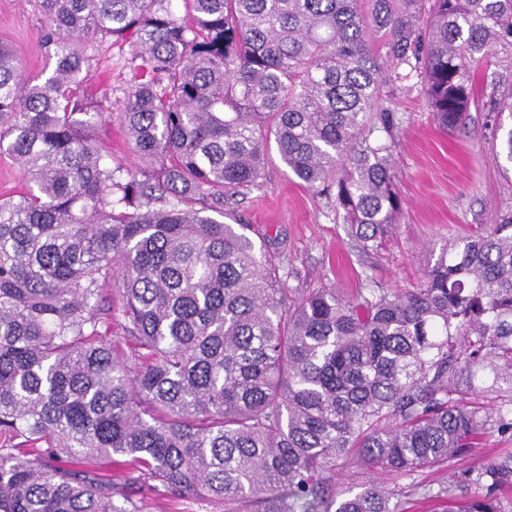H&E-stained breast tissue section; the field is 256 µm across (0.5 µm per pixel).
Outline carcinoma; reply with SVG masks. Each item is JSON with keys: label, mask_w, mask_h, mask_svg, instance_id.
I'll return each mask as SVG.
<instances>
[{"label": "carcinoma", "mask_w": 512, "mask_h": 512, "mask_svg": "<svg viewBox=\"0 0 512 512\" xmlns=\"http://www.w3.org/2000/svg\"><path fill=\"white\" fill-rule=\"evenodd\" d=\"M48 75L0 41V512H135L91 459L128 458L162 496L257 512H398L374 482L331 495L338 462L412 477L512 433V211L440 248L404 289L293 299L224 203L260 185L267 146L334 193L380 248L403 206L400 118L417 78L438 126L512 112V0H28ZM129 43L112 99L82 90L98 44ZM117 117L133 166L98 128ZM140 361L119 360L120 341ZM512 452L451 488L448 512H506ZM24 182L17 166L6 156L0 157V196L9 197L19 194Z\"/></svg>", "instance_id": "1"}]
</instances>
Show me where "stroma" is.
<instances>
[{"label":"stroma","instance_id":"35a3bbf8","mask_svg":"<svg viewBox=\"0 0 512 512\" xmlns=\"http://www.w3.org/2000/svg\"><path fill=\"white\" fill-rule=\"evenodd\" d=\"M41 22L28 0H0V38L12 44L31 75L48 67L40 46ZM132 52L127 44H101L87 74L88 93L99 98L109 89L124 87ZM388 106L402 119L394 165L403 213L381 249L362 252L348 236L331 198L297 180L274 151L267 158L263 182L239 204L238 223L287 266L290 288H330L347 297L368 275L393 289L412 287L431 262L434 248L482 232L497 213L512 207V163L494 157L511 119L498 125L474 108L464 130L446 133L436 126L419 90L396 91ZM504 448L512 449V436L491 434L485 447L473 449L469 458L422 480L435 487L452 485L472 462ZM91 469L111 482L115 502L131 498L138 512H224L223 504L207 499L165 497L148 485L129 484L119 456L94 463Z\"/></svg>","mask_w":512,"mask_h":512}]
</instances>
